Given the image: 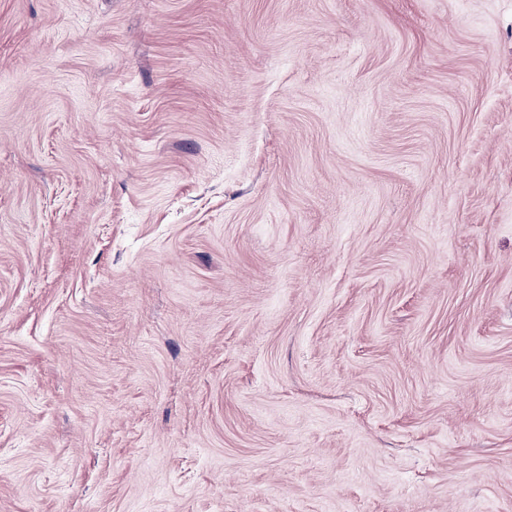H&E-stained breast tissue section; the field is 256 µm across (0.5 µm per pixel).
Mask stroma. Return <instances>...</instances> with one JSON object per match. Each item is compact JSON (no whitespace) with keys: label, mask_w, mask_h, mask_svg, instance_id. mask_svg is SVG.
Listing matches in <instances>:
<instances>
[{"label":"stroma","mask_w":512,"mask_h":512,"mask_svg":"<svg viewBox=\"0 0 512 512\" xmlns=\"http://www.w3.org/2000/svg\"><path fill=\"white\" fill-rule=\"evenodd\" d=\"M0 512H512V0H0Z\"/></svg>","instance_id":"35a3bbf8"}]
</instances>
